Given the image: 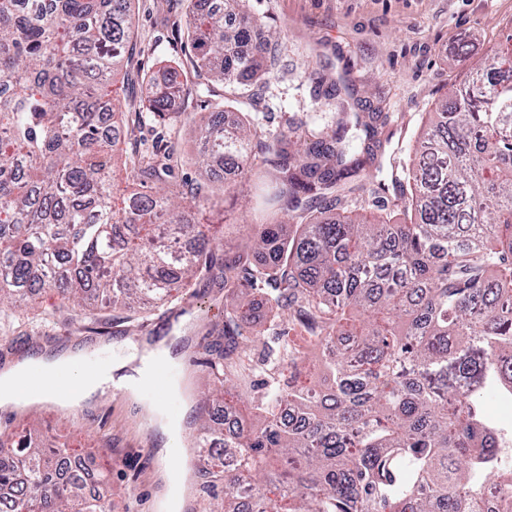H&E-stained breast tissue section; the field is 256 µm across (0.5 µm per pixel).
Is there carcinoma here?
<instances>
[{
	"mask_svg": "<svg viewBox=\"0 0 512 512\" xmlns=\"http://www.w3.org/2000/svg\"><path fill=\"white\" fill-rule=\"evenodd\" d=\"M133 0H0V320L37 288L77 303L152 310L192 295L200 276L224 279V322L205 366L240 377L261 426L224 434L201 407L196 439L239 454L200 463L203 487L224 488V512L262 488L274 461L276 497L253 512H512V466L498 465L482 404L512 391V33L449 92L409 154L402 217L367 218L336 205L365 185L377 127L346 113L338 130L302 151L282 134L264 144L285 210L301 224L261 223L234 252L209 235L192 206L163 193L171 169L131 161L140 190L112 196L123 125L112 86L127 63ZM258 20L244 0H192L194 66L226 84L258 78L273 42L239 54ZM195 89L168 68L145 107L174 117ZM207 152L243 179L250 125L224 126V103L199 118ZM271 295L269 338L254 330L255 293ZM352 340L333 352L336 337ZM260 343L253 357L245 342ZM322 353L329 395L285 379L309 346ZM32 436L0 448V512H105L112 488L44 465Z\"/></svg>",
	"mask_w": 512,
	"mask_h": 512,
	"instance_id": "cac0c4a2",
	"label": "carcinoma"
}]
</instances>
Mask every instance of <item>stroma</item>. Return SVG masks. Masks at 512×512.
Instances as JSON below:
<instances>
[{"instance_id": "obj_1", "label": "stroma", "mask_w": 512, "mask_h": 512, "mask_svg": "<svg viewBox=\"0 0 512 512\" xmlns=\"http://www.w3.org/2000/svg\"><path fill=\"white\" fill-rule=\"evenodd\" d=\"M245 9L260 22L254 42L274 37L275 59L260 81L227 86L192 67L189 0H135L129 76L119 89L127 138L114 160V194L137 188L128 163L135 148L170 156L169 193L180 194L183 185L201 180L195 125L158 122L142 107L154 81L171 66L204 90L203 97L188 99L184 112H201L206 100L222 98L225 120L248 119L260 142L284 133L295 140L305 128L332 133L339 104H347L349 112L379 128L381 143L367 170L381 173L388 196H398L409 149L427 113L445 103L472 62L512 31V0H246ZM459 39L469 45V60L459 59L453 49ZM268 191L265 181L240 186L237 198L227 203L228 214L204 211L198 219L210 225L214 237L245 239L255 219L269 210ZM223 317L224 290L216 281L199 297L144 315L103 309L94 301L80 311L63 305L57 289H43L32 310L16 312L0 330V371L26 356L75 347L88 349L89 366L111 363L168 336L179 324L176 390L160 400L146 389L133 399L112 385L79 406L54 399L0 406V424L16 431L34 427L76 449L98 443L99 453L81 462L90 473L108 468L112 512H160L165 482L159 439L150 426L153 406L160 401L173 407L179 456L194 459L189 415L197 397L213 388L204 347Z\"/></svg>"}]
</instances>
